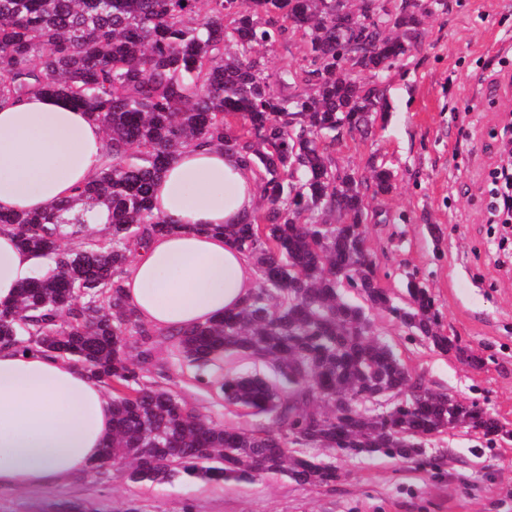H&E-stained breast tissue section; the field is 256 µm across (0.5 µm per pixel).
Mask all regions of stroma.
Wrapping results in <instances>:
<instances>
[{"label": "stroma", "instance_id": "1", "mask_svg": "<svg viewBox=\"0 0 512 512\" xmlns=\"http://www.w3.org/2000/svg\"><path fill=\"white\" fill-rule=\"evenodd\" d=\"M422 43L390 73L387 119L367 140L346 139L336 165L354 177L391 164L392 193L373 201L378 216L366 244L380 284L402 294L407 276L432 291L444 331L482 359L473 368L436 352L389 316L375 320L427 387L477 403L512 425V246L499 247L490 222L487 177L503 119L512 114V0H448L426 17ZM155 366L216 422L246 417L215 403L173 355L155 342ZM344 474L329 487L284 479L208 483L185 478L150 489L105 467L34 491H0V512H512V438L488 441L462 427L431 439L412 462L318 450Z\"/></svg>", "mask_w": 512, "mask_h": 512}]
</instances>
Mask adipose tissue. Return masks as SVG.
I'll return each instance as SVG.
<instances>
[{
  "label": "adipose tissue",
  "mask_w": 512,
  "mask_h": 512,
  "mask_svg": "<svg viewBox=\"0 0 512 512\" xmlns=\"http://www.w3.org/2000/svg\"><path fill=\"white\" fill-rule=\"evenodd\" d=\"M107 141L94 115L31 94L0 102V211H44L100 173ZM253 169L213 145L183 148L154 186L153 209L174 229L153 233L124 274L123 297L152 332L192 329L243 304L252 260L218 231L255 212ZM37 271L0 227V305ZM112 435V397L81 365L0 345V490L54 486L90 471Z\"/></svg>",
  "instance_id": "obj_1"
}]
</instances>
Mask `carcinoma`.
I'll list each match as a JSON object with an SVG mask.
<instances>
[{
	"mask_svg": "<svg viewBox=\"0 0 512 512\" xmlns=\"http://www.w3.org/2000/svg\"><path fill=\"white\" fill-rule=\"evenodd\" d=\"M422 25L411 0H358L345 15L334 0H0V100L64 98L96 113L110 142L98 178L73 196L41 213H0L39 264L53 265L0 306V344L72 359L112 390V441L95 470L124 466L145 486L285 477L322 487L342 472L296 447L412 461L426 440L457 427L512 435L492 413L425 387L373 336L386 314L437 352L481 365L443 333L423 283L411 279L395 297L360 248L368 197L391 193L395 171L382 163L359 181L334 156L341 133L364 135L386 120L378 69L408 58ZM296 36L306 65L271 83L260 50ZM340 53L350 69L336 70ZM199 141L243 154L262 184L265 208L224 225L259 285L173 347L200 382L226 355L263 364L267 373L227 374L216 389L272 428L208 421L145 379L154 334L122 298L132 248L170 229L151 209L154 182L179 148ZM100 208L104 234L94 237Z\"/></svg>",
	"mask_w": 512,
	"mask_h": 512,
	"instance_id": "carcinoma-1",
	"label": "carcinoma"
}]
</instances>
